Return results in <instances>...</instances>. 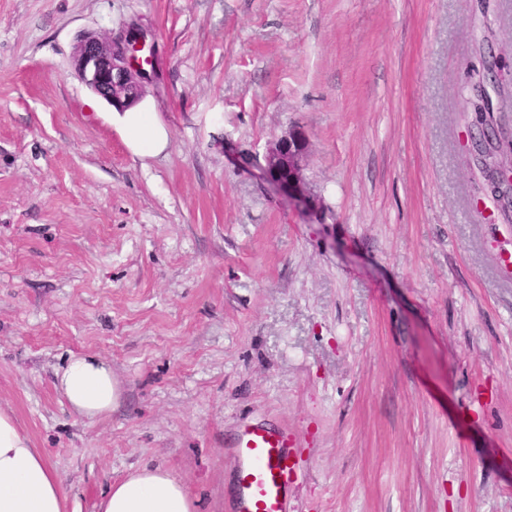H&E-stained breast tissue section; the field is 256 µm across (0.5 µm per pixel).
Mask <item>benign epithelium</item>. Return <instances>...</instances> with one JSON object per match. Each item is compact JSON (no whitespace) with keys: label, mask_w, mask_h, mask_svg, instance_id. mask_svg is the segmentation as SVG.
<instances>
[{"label":"benign epithelium","mask_w":512,"mask_h":512,"mask_svg":"<svg viewBox=\"0 0 512 512\" xmlns=\"http://www.w3.org/2000/svg\"><path fill=\"white\" fill-rule=\"evenodd\" d=\"M82 82L110 105L125 109L140 97L142 87L155 72L153 34L137 23L127 24L108 38L89 34L81 39L72 56ZM308 147L297 130L271 143L265 154L264 173L282 193L309 204L302 176V159ZM493 191L506 198L512 192V171L492 173Z\"/></svg>","instance_id":"1"}]
</instances>
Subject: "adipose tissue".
I'll list each match as a JSON object with an SVG mask.
<instances>
[{
    "label": "adipose tissue",
    "instance_id": "1",
    "mask_svg": "<svg viewBox=\"0 0 512 512\" xmlns=\"http://www.w3.org/2000/svg\"><path fill=\"white\" fill-rule=\"evenodd\" d=\"M112 125L132 155L157 156L168 147L169 133L149 101L113 111ZM57 377L71 409L89 420L110 412L119 397L111 364L97 355L71 356ZM0 512H66L56 470L1 407ZM99 512H198V503L180 478L146 465L112 483Z\"/></svg>",
    "mask_w": 512,
    "mask_h": 512
}]
</instances>
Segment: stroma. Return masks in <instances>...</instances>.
Here are the masks:
<instances>
[{"instance_id": "stroma-1", "label": "stroma", "mask_w": 512, "mask_h": 512, "mask_svg": "<svg viewBox=\"0 0 512 512\" xmlns=\"http://www.w3.org/2000/svg\"><path fill=\"white\" fill-rule=\"evenodd\" d=\"M155 35L170 133L139 159L72 65ZM512 130V0H0V406L66 512L151 464L231 512L243 427L290 512H512V252L472 102ZM298 129L318 207L264 178ZM73 354L120 396L89 422ZM57 377V387L71 409L88 420L110 412L119 397L112 366L98 355L71 356Z\"/></svg>"}]
</instances>
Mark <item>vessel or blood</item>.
<instances>
[{
    "label": "vessel or blood",
    "instance_id": "1",
    "mask_svg": "<svg viewBox=\"0 0 512 512\" xmlns=\"http://www.w3.org/2000/svg\"><path fill=\"white\" fill-rule=\"evenodd\" d=\"M236 512H288V488L298 480L297 458L283 433L248 426L236 439Z\"/></svg>",
    "mask_w": 512,
    "mask_h": 512
}]
</instances>
